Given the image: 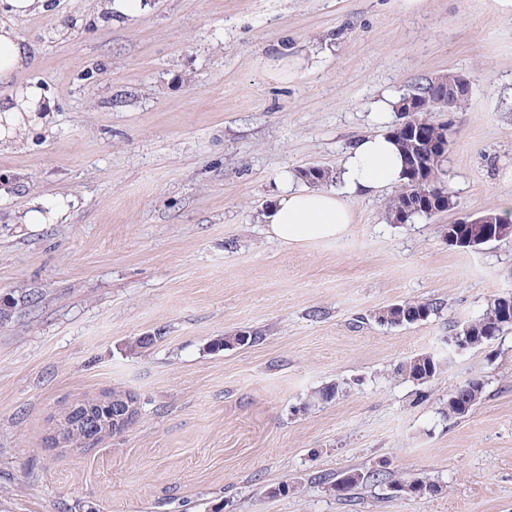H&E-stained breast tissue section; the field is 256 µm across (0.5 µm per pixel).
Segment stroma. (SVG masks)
Masks as SVG:
<instances>
[{"mask_svg": "<svg viewBox=\"0 0 512 512\" xmlns=\"http://www.w3.org/2000/svg\"><path fill=\"white\" fill-rule=\"evenodd\" d=\"M148 3L120 25L100 0L15 21L35 49L16 80L53 110L0 149V512H512V326L448 344L512 297V236L448 243L449 224L512 195V15L494 0ZM279 43L299 76L263 67ZM449 72L472 85L442 165L452 211L393 224L386 190L353 199L336 240L268 235L281 172L339 170L354 138L397 122L372 113L382 92ZM35 197L68 210L22 223ZM404 301L438 310L377 321ZM240 331L258 342L214 350ZM418 354L441 366L422 385L396 373ZM473 378L482 401L448 418ZM115 389L138 399L129 429L49 447L64 408ZM379 468L346 498L330 488ZM398 477L441 491L391 494ZM499 323V310L495 299L490 305H488L481 316L477 319L467 321L459 330L462 334L468 337L469 343L466 341V337H462L458 334L452 337L450 344L459 350L466 349L468 347H481L495 338L494 334L488 333L489 331L497 330V333L500 334ZM436 309L437 307L429 302H401L380 310L377 318L379 322L387 321L394 325H410L426 320Z\"/></svg>", "mask_w": 512, "mask_h": 512, "instance_id": "obj_1", "label": "stroma"}]
</instances>
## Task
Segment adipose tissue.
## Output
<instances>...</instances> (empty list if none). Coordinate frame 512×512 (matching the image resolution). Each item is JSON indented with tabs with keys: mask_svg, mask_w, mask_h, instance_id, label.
Listing matches in <instances>:
<instances>
[{
	"mask_svg": "<svg viewBox=\"0 0 512 512\" xmlns=\"http://www.w3.org/2000/svg\"><path fill=\"white\" fill-rule=\"evenodd\" d=\"M0 18V145L19 141L29 129L41 126L53 104L42 87L16 84L15 76L33 63L30 45L18 33L16 18L46 10L49 0H6ZM403 156L384 132L362 136L351 143L340 165L343 186L336 192L303 185L292 171L279 176L281 189L262 215L268 233L286 246L331 241L345 235L353 222V198L400 186Z\"/></svg>",
	"mask_w": 512,
	"mask_h": 512,
	"instance_id": "adipose-tissue-1",
	"label": "adipose tissue"
}]
</instances>
